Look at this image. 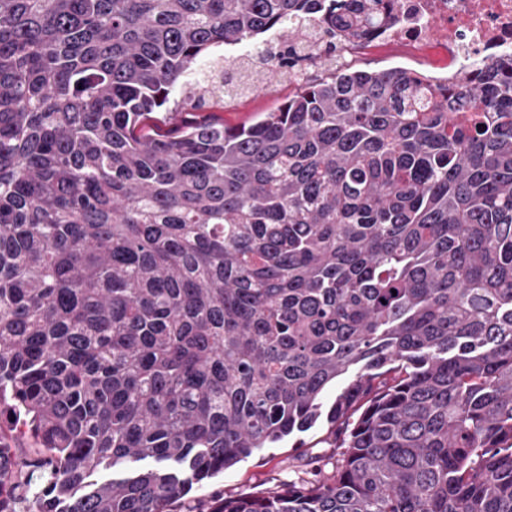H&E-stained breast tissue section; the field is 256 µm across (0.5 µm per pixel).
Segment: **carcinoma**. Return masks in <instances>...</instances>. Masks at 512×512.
Returning <instances> with one entry per match:
<instances>
[{
    "label": "carcinoma",
    "mask_w": 512,
    "mask_h": 512,
    "mask_svg": "<svg viewBox=\"0 0 512 512\" xmlns=\"http://www.w3.org/2000/svg\"><path fill=\"white\" fill-rule=\"evenodd\" d=\"M300 17L361 45L403 0H0V431L37 448L0 437V512H178L322 417L332 472L212 512H512V58L149 124L220 46L297 76Z\"/></svg>",
    "instance_id": "carcinoma-1"
}]
</instances>
